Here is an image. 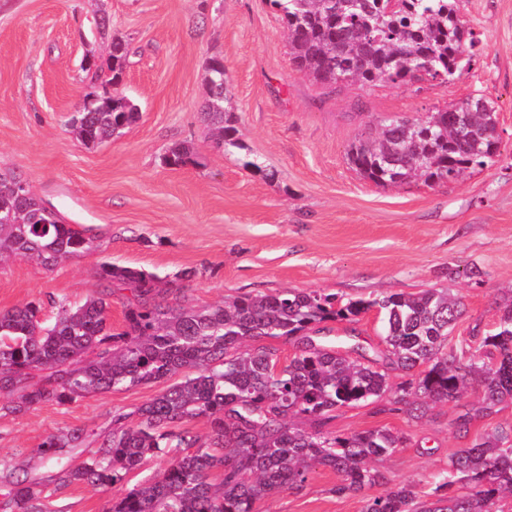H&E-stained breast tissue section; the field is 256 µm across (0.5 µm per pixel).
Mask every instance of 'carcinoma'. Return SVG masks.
<instances>
[{
	"mask_svg": "<svg viewBox=\"0 0 512 512\" xmlns=\"http://www.w3.org/2000/svg\"><path fill=\"white\" fill-rule=\"evenodd\" d=\"M288 30L295 68L331 88L362 82L407 83L425 76L444 83L474 56V32L460 18L458 0H270ZM128 44L109 43V73L85 67L105 85L121 81ZM225 87L208 86L204 118L219 146H236L233 115L224 110ZM139 118L134 102L106 92L85 98L72 130L86 146L122 133ZM498 149L496 111L489 101L469 111L438 108L423 120L386 116L377 136L353 144L349 160L379 186L419 178L428 186L483 167ZM191 161L186 146L165 157L171 166ZM21 176L0 171V260L35 258L51 270L100 247L99 236L68 224L31 190L17 197ZM101 291L81 305L53 302L45 324L43 302L0 311V398L20 413L42 403L65 404L89 394L158 383L179 373L132 412L112 413V433L95 457L61 471L60 486L87 483L112 488L110 512H257L256 504L284 489H303L319 468L340 478L336 494L382 488L362 512H501L512 495V427L498 429L448 458V477L423 499L415 486L392 483L372 462L402 447L404 437L375 428L339 437L323 430L342 407L390 394L394 411L415 412L459 400L473 383L482 389L481 412L512 399V303L500 311L479 345L444 349L462 303L443 291L389 295L336 303L317 291L287 289L244 295L206 307H174L182 289L162 277L109 262L99 265ZM125 296V329L108 323L110 298ZM378 308L384 323L385 369L360 363L347 351L309 335L324 321H353ZM296 345L280 363L269 339ZM410 379L394 388L388 371ZM311 421L306 431L290 418ZM203 417L200 437L186 423ZM81 429L47 436L46 460L77 448ZM167 466L146 486L126 489L125 475L148 457ZM41 483L16 480L5 507L43 512Z\"/></svg>",
	"mask_w": 512,
	"mask_h": 512,
	"instance_id": "obj_1",
	"label": "carcinoma"
}]
</instances>
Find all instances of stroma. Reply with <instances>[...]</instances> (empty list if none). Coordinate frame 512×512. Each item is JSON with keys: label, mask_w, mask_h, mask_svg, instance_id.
<instances>
[{"label": "stroma", "mask_w": 512, "mask_h": 512, "mask_svg": "<svg viewBox=\"0 0 512 512\" xmlns=\"http://www.w3.org/2000/svg\"><path fill=\"white\" fill-rule=\"evenodd\" d=\"M479 41L469 67L448 82L350 83L329 90L293 68L287 29L269 0H0V169L71 224L96 228L100 250L46 270L17 257L0 264V310L39 299L84 302L110 262L153 272L205 307L285 289L341 302L446 290L465 308L448 335L455 346L492 329L512 301V0H459ZM129 45L120 92L140 117L95 147L72 131L86 95L102 93L83 68L106 63L99 24ZM224 62L226 99L238 146L215 147L202 110L206 66ZM497 109L499 152L453 183L382 187L363 179L347 152L376 136L385 116L420 118L468 97ZM193 161L167 166L175 145ZM325 340L350 342L366 358L385 349L377 309L355 321L326 322ZM160 384L90 394L23 413L0 411V503L15 476L45 479L48 512H109L112 493L86 483L56 488L57 469L96 455L115 410L132 411ZM480 389L412 417L384 401L336 410L327 432L344 436L386 427L405 442L376 466L396 483L429 494L448 474V457L498 428L512 427V402L471 421ZM87 429L82 447L48 464L37 452L51 434ZM320 468L299 492L285 490L260 512H362L365 494L338 495Z\"/></svg>", "instance_id": "35a3bbf8"}]
</instances>
